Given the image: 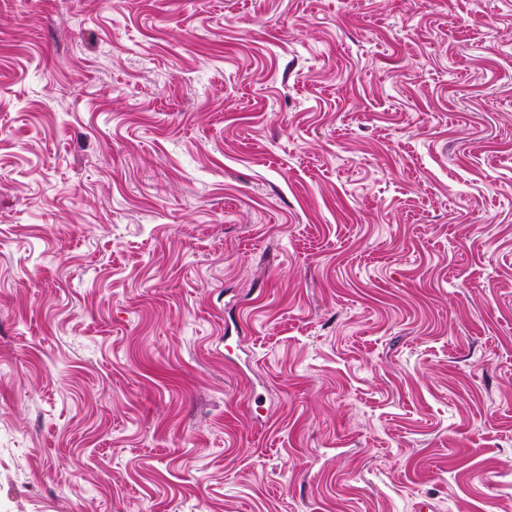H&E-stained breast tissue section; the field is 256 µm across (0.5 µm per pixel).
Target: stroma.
<instances>
[{
    "mask_svg": "<svg viewBox=\"0 0 512 512\" xmlns=\"http://www.w3.org/2000/svg\"><path fill=\"white\" fill-rule=\"evenodd\" d=\"M512 512V0H0V512Z\"/></svg>",
    "mask_w": 512,
    "mask_h": 512,
    "instance_id": "stroma-1",
    "label": "stroma"
}]
</instances>
